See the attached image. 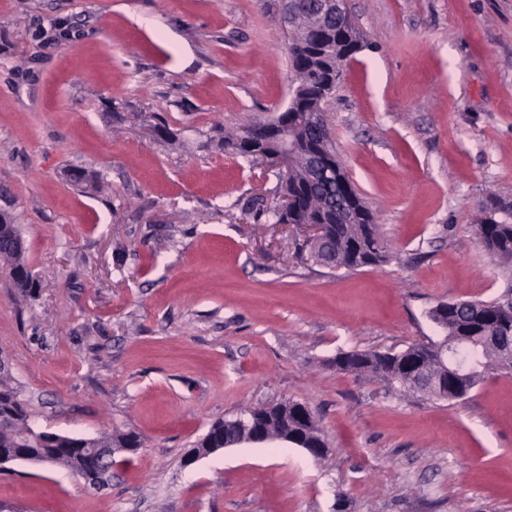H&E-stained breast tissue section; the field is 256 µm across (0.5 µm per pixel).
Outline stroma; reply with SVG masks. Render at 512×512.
Listing matches in <instances>:
<instances>
[{
    "mask_svg": "<svg viewBox=\"0 0 512 512\" xmlns=\"http://www.w3.org/2000/svg\"><path fill=\"white\" fill-rule=\"evenodd\" d=\"M281 0H0V192L37 281L0 270V354L38 431H132L93 489L0 470V512H512V376L464 400L336 371L512 297L474 232L512 202V0H345L362 48L327 118L387 260L330 269L270 223L275 170L206 147L288 104ZM166 121L175 141L156 137ZM307 404L330 451L186 458L211 423Z\"/></svg>",
    "mask_w": 512,
    "mask_h": 512,
    "instance_id": "35a3bbf8",
    "label": "stroma"
}]
</instances>
